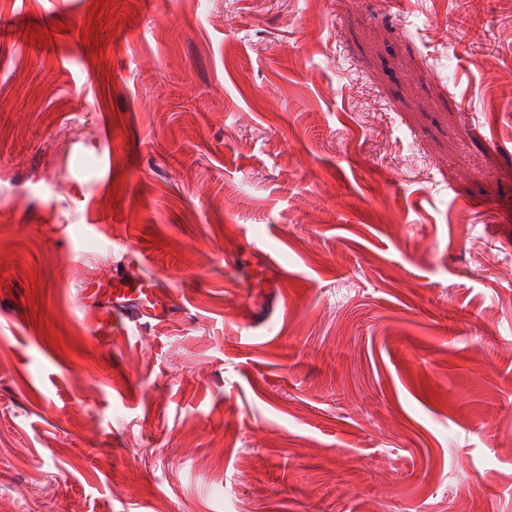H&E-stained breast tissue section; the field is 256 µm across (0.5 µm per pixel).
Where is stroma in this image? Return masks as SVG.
I'll return each mask as SVG.
<instances>
[{
	"label": "stroma",
	"mask_w": 512,
	"mask_h": 512,
	"mask_svg": "<svg viewBox=\"0 0 512 512\" xmlns=\"http://www.w3.org/2000/svg\"><path fill=\"white\" fill-rule=\"evenodd\" d=\"M475 505L512 0H0V512Z\"/></svg>",
	"instance_id": "obj_1"
}]
</instances>
